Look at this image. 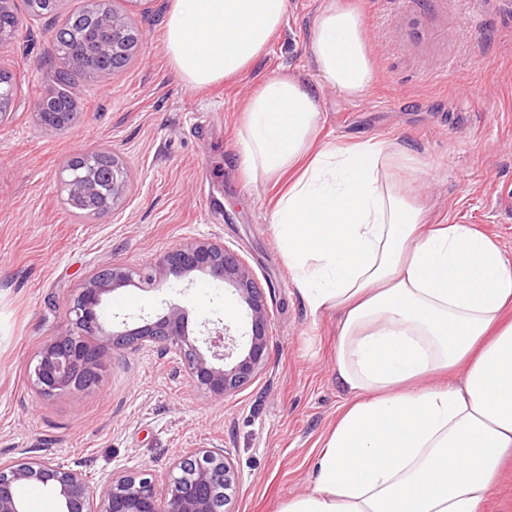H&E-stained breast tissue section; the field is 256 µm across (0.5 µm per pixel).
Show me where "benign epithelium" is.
Returning a JSON list of instances; mask_svg holds the SVG:
<instances>
[{
    "label": "benign epithelium",
    "instance_id": "7a95c632",
    "mask_svg": "<svg viewBox=\"0 0 512 512\" xmlns=\"http://www.w3.org/2000/svg\"><path fill=\"white\" fill-rule=\"evenodd\" d=\"M91 19L112 30V43L98 42L95 49L103 56L117 54L126 42L124 17L108 7L107 0H95ZM37 115L41 128L55 132L72 114L56 111L53 99L39 101ZM133 172L119 161L112 164V196L102 195L101 186L90 175L69 178L61 171V191L69 201L103 197L102 210L118 206L133 183ZM204 271L213 279L235 288L250 311L249 347L235 354L237 343L226 326L206 329L204 344L208 361L185 332V311L171 306L157 321L120 332L104 328L103 296L122 286L136 283L156 290L167 273L188 274ZM70 328L47 344L31 373L35 393L49 398L65 390H81L97 379L106 364L103 351L131 345L152 343L179 354L186 363L190 381L204 393L226 398L250 382L262 369L267 350L269 311L263 292L255 286L252 270L216 241L183 244L161 255L148 267L135 268L110 264L92 274L69 303ZM88 336L100 337L92 346ZM236 480V474L224 450L192 448L172 468L164 484L159 485L145 473L114 476L99 490L91 489L83 470L42 460L23 458L8 465L0 464V512H26L17 488L25 483L51 487L58 495L61 512H214V497L222 496Z\"/></svg>",
    "mask_w": 512,
    "mask_h": 512
}]
</instances>
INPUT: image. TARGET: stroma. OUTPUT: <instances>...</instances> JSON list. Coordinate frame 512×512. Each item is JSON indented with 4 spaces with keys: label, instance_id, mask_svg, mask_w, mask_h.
Masks as SVG:
<instances>
[{
    "label": "stroma",
    "instance_id": "1",
    "mask_svg": "<svg viewBox=\"0 0 512 512\" xmlns=\"http://www.w3.org/2000/svg\"><path fill=\"white\" fill-rule=\"evenodd\" d=\"M89 2L19 13L15 39L0 45V69L18 76L14 110L0 120V462L36 456L80 464L95 484L141 472L162 483L188 449L221 448L238 475L226 512H279L306 491L345 396L332 374L336 318L311 313L270 224L280 189L244 177L238 144L244 101L261 78L284 70L319 82L306 46L321 0H290L268 53L202 89L187 86L165 53L174 0H109L137 24L143 46L123 69L77 80L76 121L48 135L36 104L57 90L54 35ZM345 2L361 16L375 78L358 98L324 88L321 138L409 145L428 172L430 223L473 225L512 255V0ZM196 113L207 117L197 133ZM99 148L136 179L115 210L79 217L62 200L59 171ZM204 240L243 259L266 294V362L251 382L216 400L192 384L178 354L133 345L105 352L96 385L35 394L29 367L67 328L69 302L92 273ZM103 304L113 331L171 304L185 310L193 338L208 320L237 337L250 330L233 288L198 271L168 276L156 291L116 289Z\"/></svg>",
    "mask_w": 512,
    "mask_h": 512
}]
</instances>
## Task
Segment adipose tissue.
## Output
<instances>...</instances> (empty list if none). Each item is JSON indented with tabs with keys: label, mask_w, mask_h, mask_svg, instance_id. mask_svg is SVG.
Wrapping results in <instances>:
<instances>
[{
	"label": "adipose tissue",
	"mask_w": 512,
	"mask_h": 512,
	"mask_svg": "<svg viewBox=\"0 0 512 512\" xmlns=\"http://www.w3.org/2000/svg\"><path fill=\"white\" fill-rule=\"evenodd\" d=\"M287 13L288 0H174L169 63L194 88L232 79ZM307 52L319 83L263 79L239 141L250 180L289 176L271 215L279 247L312 314L337 318L345 403L311 489L280 512H483L512 454V256L471 225L428 223L401 180L426 170L403 143L320 140L323 89L373 83L354 10L321 0Z\"/></svg>",
	"instance_id": "1"
}]
</instances>
